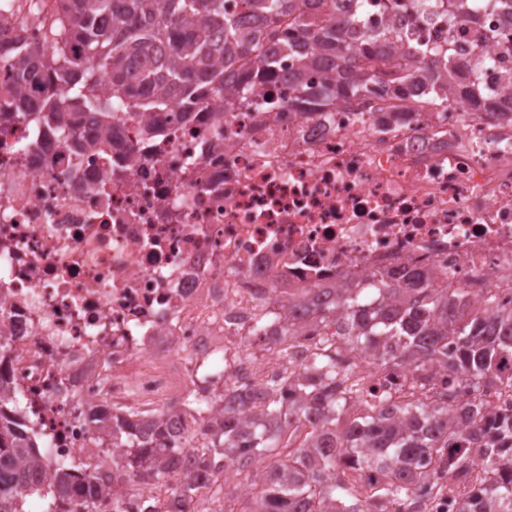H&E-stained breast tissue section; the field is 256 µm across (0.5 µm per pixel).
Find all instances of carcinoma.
Returning a JSON list of instances; mask_svg holds the SVG:
<instances>
[{
    "instance_id": "carcinoma-1",
    "label": "carcinoma",
    "mask_w": 512,
    "mask_h": 512,
    "mask_svg": "<svg viewBox=\"0 0 512 512\" xmlns=\"http://www.w3.org/2000/svg\"><path fill=\"white\" fill-rule=\"evenodd\" d=\"M60 14L46 24L43 47L22 48L10 61L19 85L11 111L35 115L43 126L64 130L66 113L53 89L69 86L76 102L105 118L120 107L195 110L205 93L226 92L224 67L244 60L250 72L237 96L274 81L264 36L240 27L225 0H58ZM426 18L448 11L447 0H414ZM306 16L297 0H241L256 19L288 13V39L302 48L300 68L288 77V105L310 108L349 100L385 74L402 95L417 58L381 71L378 56L365 54L376 40L384 48L401 39L394 30L370 35L365 16L336 15V0H320ZM451 64L438 61L424 75V103L437 108ZM322 330L321 347L305 355L303 372L267 383L260 412L248 417L251 397L224 390V421L213 425L199 449L198 464L224 474L215 494L235 484L264 489L251 512H424L425 499L444 483L467 488L458 512H512V406L493 398L512 389V309L491 301L469 303L466 292L435 278L392 282L374 278L367 288L336 289L325 308L310 311ZM285 341L304 326L277 314ZM371 360L379 369L409 367L411 400L365 389V376L343 351ZM448 385L435 388L439 371ZM165 409L103 413L100 427L122 449L131 486L166 478L164 458L176 448L164 428ZM23 401L0 381V512H24L27 489L19 475L52 467L50 512H93L71 506L75 468L54 461L33 428L23 423ZM182 512L203 495L198 474L178 486Z\"/></svg>"
}]
</instances>
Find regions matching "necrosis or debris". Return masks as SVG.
<instances>
[{"instance_id": "1", "label": "necrosis or debris", "mask_w": 512, "mask_h": 512, "mask_svg": "<svg viewBox=\"0 0 512 512\" xmlns=\"http://www.w3.org/2000/svg\"><path fill=\"white\" fill-rule=\"evenodd\" d=\"M369 29L448 56L447 108L379 93L299 113L200 98L192 114L79 111L66 131L0 120V368L54 459L79 465L101 512L113 499L178 512L173 492L133 497L125 461L86 418L243 390L287 375L252 345L261 304L334 298L374 273L412 270L512 306V13L469 7L424 22L372 0ZM43 41L24 0L0 8V62ZM479 85L499 111L468 96ZM216 412L170 416L183 476Z\"/></svg>"}]
</instances>
